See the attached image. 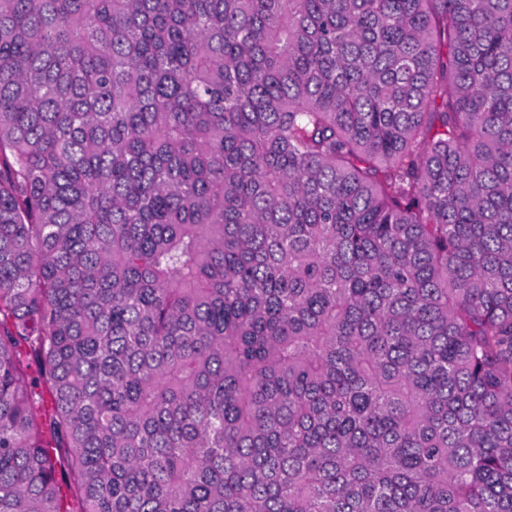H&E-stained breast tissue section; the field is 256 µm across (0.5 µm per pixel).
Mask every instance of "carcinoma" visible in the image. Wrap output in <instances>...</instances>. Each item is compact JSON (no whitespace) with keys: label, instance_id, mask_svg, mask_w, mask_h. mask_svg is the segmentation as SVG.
<instances>
[{"label":"carcinoma","instance_id":"obj_1","mask_svg":"<svg viewBox=\"0 0 512 512\" xmlns=\"http://www.w3.org/2000/svg\"><path fill=\"white\" fill-rule=\"evenodd\" d=\"M512 512V0H0V512ZM23 354L24 379L26 384L32 387V390L36 393L37 404L35 409L40 431L44 437H47V440L50 441L51 445L55 447L56 442L50 433L49 428V417L51 415L52 408L47 385L40 379L38 366L32 359L31 354H29V348L27 345L23 347ZM57 460V479L62 496L63 510L79 512L82 510V500L79 489L67 467L68 451L66 448L55 450Z\"/></svg>","mask_w":512,"mask_h":512}]
</instances>
